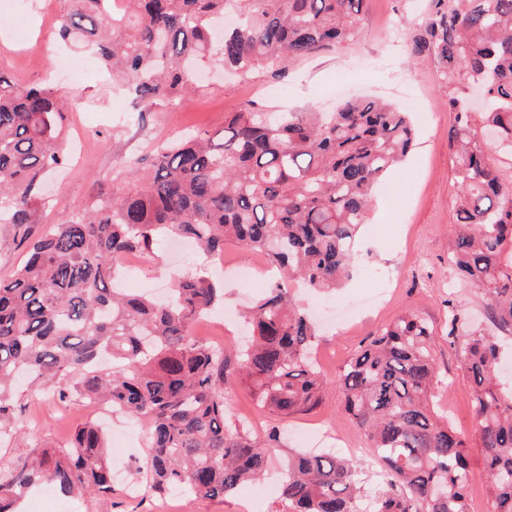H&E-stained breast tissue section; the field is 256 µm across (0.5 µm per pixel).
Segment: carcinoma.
<instances>
[{
	"instance_id": "carcinoma-1",
	"label": "carcinoma",
	"mask_w": 512,
	"mask_h": 512,
	"mask_svg": "<svg viewBox=\"0 0 512 512\" xmlns=\"http://www.w3.org/2000/svg\"><path fill=\"white\" fill-rule=\"evenodd\" d=\"M365 0H73L58 26L127 82L145 109L195 90L204 60L239 74L344 47L358 34ZM239 8L238 24L214 40V22ZM411 53L429 61L455 113L456 237L449 261L481 290L490 321L512 329V0H431L411 34ZM478 83L492 101L472 112L458 93ZM65 101L50 84H19L0 72V224L25 261L0 278V438L21 430L15 383H59L58 398L98 400L145 421L149 451L136 465L148 491L221 498L282 467L277 512H361L360 465L331 453H280L232 426L224 386L250 383L261 408L288 417L315 409L325 379L311 361L313 323L291 300L290 282L332 292L350 277L374 191L410 151V114L374 99L337 112H235L215 138L159 142L150 159L131 156L128 191L96 200L68 222L37 231L41 177L63 165L58 147ZM493 128L496 143L482 139ZM192 239L208 257L236 243L262 254L281 278L246 315L252 339L217 349L191 325L223 289L181 277L159 304L115 286L125 253L153 252L161 236ZM455 340L464 313L447 300ZM491 512H512V393L496 382L498 345L465 335ZM436 332L406 314L370 337L336 381L345 413L381 463L372 512H470L468 443L435 411L440 382ZM42 487L65 496L112 493L110 456L98 426L78 428L0 469V512H17Z\"/></svg>"
}]
</instances>
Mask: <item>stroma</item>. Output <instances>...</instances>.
<instances>
[{
    "instance_id": "stroma-1",
    "label": "stroma",
    "mask_w": 512,
    "mask_h": 512,
    "mask_svg": "<svg viewBox=\"0 0 512 512\" xmlns=\"http://www.w3.org/2000/svg\"><path fill=\"white\" fill-rule=\"evenodd\" d=\"M40 12L20 14L7 0H0V71L13 73L10 55L20 38L41 42L43 52L29 67L15 73L21 83L47 79L65 48L56 41L55 27L72 8V0H39ZM429 0H367L359 16V34L345 48L292 60L286 68L262 67L245 76L207 72L200 90L180 105L155 104L143 124L128 118L142 112L134 96L115 86L101 70L83 83H62L70 111L60 148L69 156L64 170L44 180L39 197L45 206L38 211L41 224H62L70 215L90 205L99 195L122 193L130 180L123 162L132 153H148L159 140L196 132L223 131L225 118L233 112H322L335 109L345 97H378L411 112L417 141L412 152L386 179V189L376 193L371 222L360 242L358 269L333 299L352 306L356 318L349 324L318 317L313 348L315 362L328 386L320 406L313 412L280 418L259 410L246 382L224 391L235 417L253 435L271 427L283 432L287 448L311 451L332 449L335 439L352 443L369 486H377L379 466L366 449V440L346 415L335 383L346 362L367 343L370 335L407 311L423 315L433 324L438 344L436 362L444 382L437 390L436 404L449 424L470 445L469 498L471 512H488L489 481L482 463L478 422L472 409V390L464 370L461 346L448 342V307L456 305L467 316V329H491L485 302L471 283L456 278L448 252L456 235L452 216L457 199L454 158L448 148V131L454 115L448 110V89L433 67L413 57L408 41L413 27L428 11ZM209 262L198 255H172L156 245L143 259L138 277L127 286L137 289L145 282L168 288L172 278L186 273L210 272ZM52 389L20 388L23 441L0 445V467L21 462L31 442L54 447L79 426L91 422L82 404L60 416V403ZM108 433L125 432L123 447L110 451L113 491L108 495H85L81 512H240L246 497L260 500L261 512H278L277 498L263 494V484L240 488L225 498L176 495L162 499L128 494L136 481L135 467L147 452L143 421L113 415L106 422Z\"/></svg>"
}]
</instances>
